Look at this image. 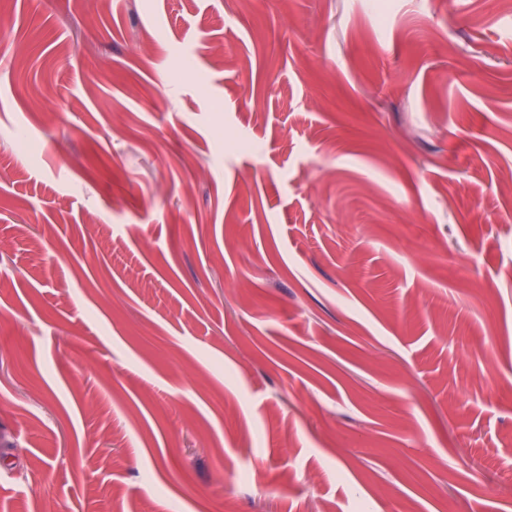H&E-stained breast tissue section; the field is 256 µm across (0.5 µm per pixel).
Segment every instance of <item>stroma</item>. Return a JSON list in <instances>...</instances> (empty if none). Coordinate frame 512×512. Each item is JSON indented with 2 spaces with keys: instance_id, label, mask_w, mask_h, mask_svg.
Wrapping results in <instances>:
<instances>
[{
  "instance_id": "obj_1",
  "label": "stroma",
  "mask_w": 512,
  "mask_h": 512,
  "mask_svg": "<svg viewBox=\"0 0 512 512\" xmlns=\"http://www.w3.org/2000/svg\"><path fill=\"white\" fill-rule=\"evenodd\" d=\"M0 512H512V0H0Z\"/></svg>"
}]
</instances>
